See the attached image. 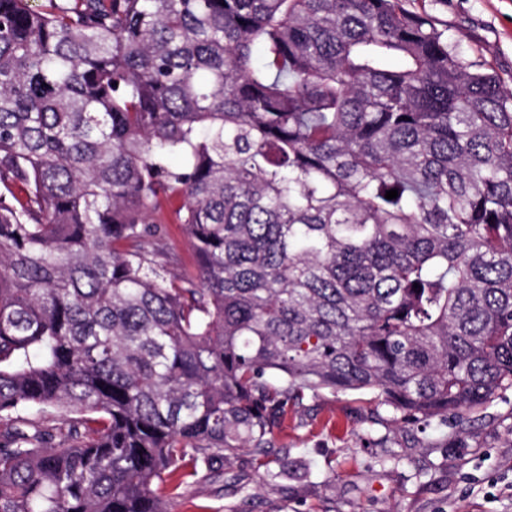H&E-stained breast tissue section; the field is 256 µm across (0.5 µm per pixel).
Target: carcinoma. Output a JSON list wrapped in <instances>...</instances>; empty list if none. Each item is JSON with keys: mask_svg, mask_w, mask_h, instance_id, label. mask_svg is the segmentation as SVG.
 Segmentation results:
<instances>
[{"mask_svg": "<svg viewBox=\"0 0 512 512\" xmlns=\"http://www.w3.org/2000/svg\"><path fill=\"white\" fill-rule=\"evenodd\" d=\"M506 387L512 86L427 13L0 0V512H171L325 392ZM166 227L168 246L180 258V264L174 269V272L195 277L198 271L194 265L193 249L190 242L183 235L179 225L166 224Z\"/></svg>", "mask_w": 512, "mask_h": 512, "instance_id": "obj_1", "label": "carcinoma"}]
</instances>
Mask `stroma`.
Returning a JSON list of instances; mask_svg holds the SVG:
<instances>
[{
  "label": "stroma",
  "mask_w": 512,
  "mask_h": 512,
  "mask_svg": "<svg viewBox=\"0 0 512 512\" xmlns=\"http://www.w3.org/2000/svg\"><path fill=\"white\" fill-rule=\"evenodd\" d=\"M468 55L512 80V0H408ZM291 463L271 482L239 453L187 482L171 512H512V390L460 426L394 423L354 394L326 393L278 435Z\"/></svg>",
  "instance_id": "stroma-1"
}]
</instances>
